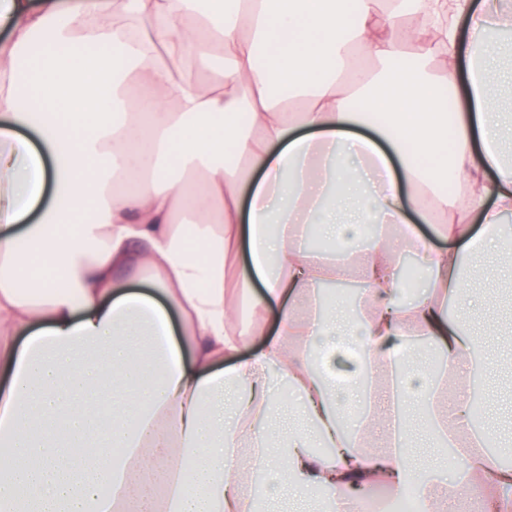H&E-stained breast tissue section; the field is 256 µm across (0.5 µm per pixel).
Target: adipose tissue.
I'll use <instances>...</instances> for the list:
<instances>
[{
    "label": "adipose tissue",
    "mask_w": 512,
    "mask_h": 512,
    "mask_svg": "<svg viewBox=\"0 0 512 512\" xmlns=\"http://www.w3.org/2000/svg\"><path fill=\"white\" fill-rule=\"evenodd\" d=\"M511 17L512 0H0V512H253L257 478L296 512L409 488L455 512L475 485L512 512L467 412L465 287L474 254L512 243L486 79ZM354 280L356 305L322 293ZM245 309L277 325L242 359ZM348 344L341 386L319 363ZM419 403L443 443L469 439L447 479L409 461ZM380 419L382 454L359 444Z\"/></svg>",
    "instance_id": "ef3b65f1"
}]
</instances>
